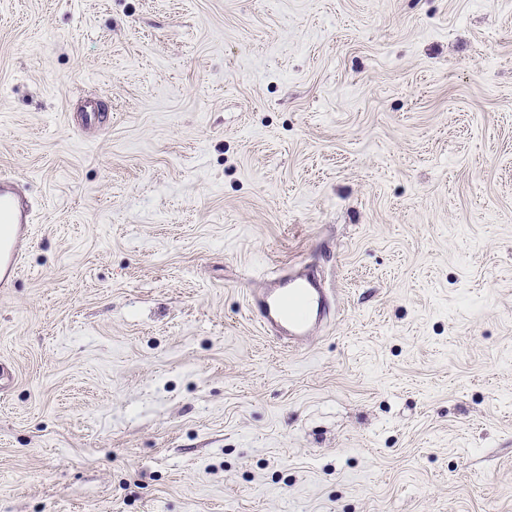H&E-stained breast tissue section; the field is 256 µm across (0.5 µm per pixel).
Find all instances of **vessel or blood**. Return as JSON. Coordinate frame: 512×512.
<instances>
[{"mask_svg": "<svg viewBox=\"0 0 512 512\" xmlns=\"http://www.w3.org/2000/svg\"><path fill=\"white\" fill-rule=\"evenodd\" d=\"M32 205L16 183L0 177V288L21 274L31 237ZM264 327L291 342L308 340L329 311L328 294L303 274L273 281L256 303Z\"/></svg>", "mask_w": 512, "mask_h": 512, "instance_id": "obj_1", "label": "vessel or blood"}]
</instances>
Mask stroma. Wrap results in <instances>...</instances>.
I'll use <instances>...</instances> for the list:
<instances>
[{"instance_id": "stroma-1", "label": "stroma", "mask_w": 512, "mask_h": 512, "mask_svg": "<svg viewBox=\"0 0 512 512\" xmlns=\"http://www.w3.org/2000/svg\"><path fill=\"white\" fill-rule=\"evenodd\" d=\"M1 174L0 512H512V0H0ZM31 222L30 201L12 179L0 177V288H9L22 272ZM263 327L290 342L308 340L329 311L321 284L303 274L283 276L265 288L256 303Z\"/></svg>"}]
</instances>
